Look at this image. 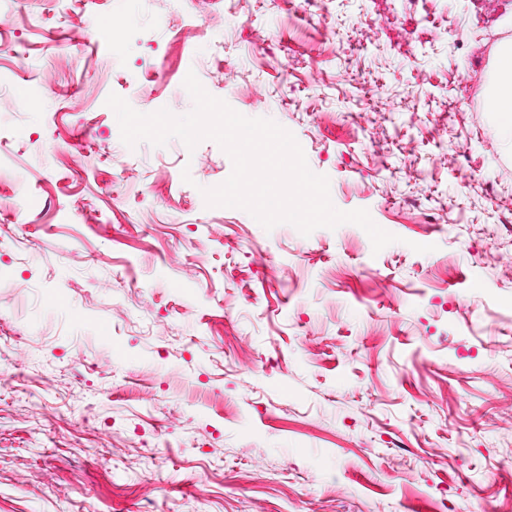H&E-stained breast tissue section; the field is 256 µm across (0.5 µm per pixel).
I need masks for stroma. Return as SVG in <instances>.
<instances>
[{
	"label": "stroma",
	"mask_w": 512,
	"mask_h": 512,
	"mask_svg": "<svg viewBox=\"0 0 512 512\" xmlns=\"http://www.w3.org/2000/svg\"><path fill=\"white\" fill-rule=\"evenodd\" d=\"M510 42L512 0H0V512H512ZM191 71L396 242L125 145L108 96ZM497 79L491 95V112L503 119L505 131L512 134V47L502 49L496 60Z\"/></svg>",
	"instance_id": "35a3bbf8"
}]
</instances>
